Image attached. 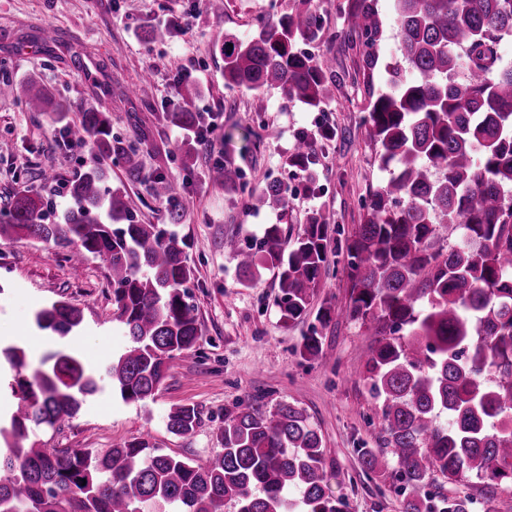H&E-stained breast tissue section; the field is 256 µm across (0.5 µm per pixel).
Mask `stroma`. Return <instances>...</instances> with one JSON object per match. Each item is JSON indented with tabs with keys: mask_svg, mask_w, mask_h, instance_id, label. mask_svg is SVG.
I'll use <instances>...</instances> for the list:
<instances>
[{
	"mask_svg": "<svg viewBox=\"0 0 512 512\" xmlns=\"http://www.w3.org/2000/svg\"><path fill=\"white\" fill-rule=\"evenodd\" d=\"M341 0H317L324 18L317 37L302 50L335 59V97L319 109L288 99L276 88L254 94L224 84V61L216 38L226 32L250 38L263 20L288 12L293 0H230L214 10L205 0H0V80L36 79L71 116L87 107L112 116V133L136 148L144 179L128 181L113 164L112 187L126 190L128 203L147 224L167 221L164 204L150 195L149 180H184L186 217L176 225L186 242L184 255L194 277L189 301L202 334L188 357L174 360L154 398L124 401L108 380L89 396L81 412L61 428L35 427L29 440L40 447L104 450L146 438L166 452L195 461L218 453V429L225 411L240 401L271 410L287 402L305 410L326 448L328 491L344 512H403L404 492L386 476L366 474L358 449L374 448L381 434L377 403L363 379L365 356L378 341L374 329L342 317L350 283L344 268L345 246L363 222L364 204L389 174L380 168L375 144L363 123L367 103L357 47L332 41L347 21ZM170 34L147 42L145 29ZM54 29L57 41L40 35ZM149 84H142L143 74ZM190 110L216 122L210 152H196L184 168L181 129L163 113ZM330 128L332 140L318 139ZM315 135L317 163L313 179L288 166L286 158L299 133ZM0 207L21 190L43 193L57 210L69 204L65 185L93 160L91 149L64 146L60 126L11 97L0 96ZM237 166L245 191L214 185L209 167L221 161ZM53 168L58 181L44 188L39 174ZM287 191L279 209L253 207L252 194L271 182ZM329 226L325 272L308 313L284 324L277 299L278 279L260 267L255 282L244 286L237 261L225 252V237L258 250L266 225H281L286 237L301 233L311 212ZM62 249L27 240H0V332L11 334L38 364L51 348L38 334L33 315L42 306L66 300L83 312L78 347L88 363L105 369L129 347L127 330L113 318L112 289L105 266L88 260L73 274ZM334 315L321 327L318 358L301 356L320 307ZM194 404L203 413L195 433L181 437L166 427L171 408Z\"/></svg>",
	"mask_w": 512,
	"mask_h": 512,
	"instance_id": "stroma-1",
	"label": "stroma"
}]
</instances>
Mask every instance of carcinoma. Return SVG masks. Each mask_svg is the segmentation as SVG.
Returning a JSON list of instances; mask_svg holds the SVG:
<instances>
[{
    "mask_svg": "<svg viewBox=\"0 0 512 512\" xmlns=\"http://www.w3.org/2000/svg\"><path fill=\"white\" fill-rule=\"evenodd\" d=\"M340 9L360 41L363 121L389 172L346 245L350 293L342 314L382 336L367 353L364 379L381 401L383 439L357 453L366 473L381 475L392 463L414 491L433 472L450 481L512 478V63L499 53L501 41L512 37V0H393L400 59L384 65L377 0H344ZM320 29L315 0H298L249 39L224 33V85L255 94L274 87L321 108L334 97L332 61L298 48ZM381 68L386 77L376 87ZM0 89L31 112H49L69 139L96 150L66 185V209L56 214L43 197L19 192L0 214V239L67 249L76 273L77 256L107 267L114 316L131 345L106 374L123 400L144 401L202 333L187 302L192 269L185 242L140 222L123 192L107 184L109 162L122 163L128 180L142 179L136 150L112 135L111 115L88 109L74 121L33 79L4 81ZM167 119L191 131L202 116L169 112ZM287 164L313 177L309 134L297 136ZM209 178L243 188L229 162L212 166ZM150 193L168 204L169 223H183L182 182L157 177ZM255 202L283 208L286 190L270 183ZM327 247L328 224L316 211L291 243L281 225H267L258 254L224 238L248 281L261 264L277 271L286 324L305 315ZM34 321L55 340L39 366L29 368L20 346L0 352L16 371L10 389L17 399L0 422V512H221L226 501L237 512H343L325 490L322 437L290 403L273 411L237 403L219 427L222 451L203 463L145 438L96 452L30 444L31 427L74 418L99 381L98 371L66 345L81 329L78 307L57 300ZM322 349L313 327L301 355L317 357ZM201 423L193 404L167 417L169 432L180 436ZM292 491L299 497L290 498ZM472 505L468 496H409L404 512H472Z\"/></svg>",
    "mask_w": 512,
    "mask_h": 512,
    "instance_id": "carcinoma-1",
    "label": "carcinoma"
}]
</instances>
